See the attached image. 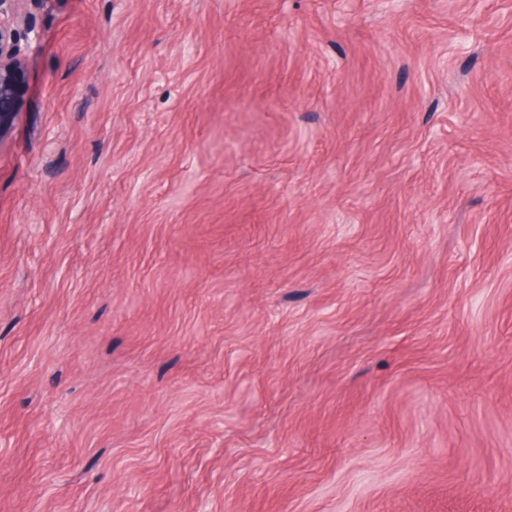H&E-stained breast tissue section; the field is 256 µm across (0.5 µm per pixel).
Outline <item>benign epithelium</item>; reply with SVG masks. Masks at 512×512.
<instances>
[{"instance_id": "1", "label": "benign epithelium", "mask_w": 512, "mask_h": 512, "mask_svg": "<svg viewBox=\"0 0 512 512\" xmlns=\"http://www.w3.org/2000/svg\"><path fill=\"white\" fill-rule=\"evenodd\" d=\"M27 0H0V136L17 102L26 74L27 52L40 47L42 35L22 13Z\"/></svg>"}]
</instances>
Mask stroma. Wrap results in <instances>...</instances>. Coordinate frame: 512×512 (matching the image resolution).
Wrapping results in <instances>:
<instances>
[{
	"label": "stroma",
	"instance_id": "obj_1",
	"mask_svg": "<svg viewBox=\"0 0 512 512\" xmlns=\"http://www.w3.org/2000/svg\"><path fill=\"white\" fill-rule=\"evenodd\" d=\"M30 12L0 512H512V0Z\"/></svg>",
	"mask_w": 512,
	"mask_h": 512
}]
</instances>
